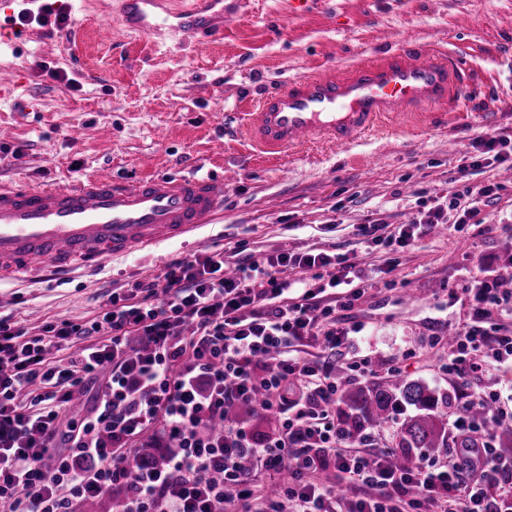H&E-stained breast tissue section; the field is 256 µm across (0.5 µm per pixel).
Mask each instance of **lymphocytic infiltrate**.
<instances>
[{"label":"lymphocytic infiltrate","mask_w":512,"mask_h":512,"mask_svg":"<svg viewBox=\"0 0 512 512\" xmlns=\"http://www.w3.org/2000/svg\"><path fill=\"white\" fill-rule=\"evenodd\" d=\"M453 208L460 224L479 214L454 196L375 245L410 244ZM336 267L327 285L293 286L286 269ZM347 255L281 252L242 256L234 273L213 252L171 260L161 276L113 293L94 320H63L27 336L0 320V512H78L108 497L113 512H512V457L495 430L512 410L494 391L469 392L451 415L448 461L420 455L398 469L390 451H362L336 413V352L348 337L339 312L359 298ZM347 286L339 305L327 288ZM471 312L449 342L444 368L460 380L495 378L512 365V290L474 276ZM314 342L310 360L295 347ZM77 344L62 355L64 344ZM97 385L90 410L67 413ZM232 404L276 411L261 434L228 420ZM173 454L137 466L143 436Z\"/></svg>","instance_id":"lymphocytic-infiltrate-1"}]
</instances>
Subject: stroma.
Wrapping results in <instances>:
<instances>
[{
    "label": "stroma",
    "instance_id": "1",
    "mask_svg": "<svg viewBox=\"0 0 512 512\" xmlns=\"http://www.w3.org/2000/svg\"><path fill=\"white\" fill-rule=\"evenodd\" d=\"M74 31L58 41L46 25L0 33V182L75 181L108 167L119 179L196 174L224 179V212L188 242L135 251L93 271L0 282V317L38 333L48 322L90 321L113 291L158 275L176 257L236 244L255 259L281 251L345 253L362 270L349 311L363 330L342 349L371 360L378 379L419 381L458 396L448 337L468 319L465 287L480 268L512 279V162L463 175L474 139L512 134V0H241L220 44L133 37L108 22L105 0L74 9ZM111 23L112 37L97 29ZM467 56L479 80L462 119L432 128L388 124L346 148L312 145L269 155L238 120L289 80L385 56L403 44ZM496 183L478 202L476 224L447 223L410 246L360 236L420 218L435 198Z\"/></svg>",
    "mask_w": 512,
    "mask_h": 512
}]
</instances>
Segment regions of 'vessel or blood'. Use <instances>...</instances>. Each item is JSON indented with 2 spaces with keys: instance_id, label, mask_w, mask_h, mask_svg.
Returning a JSON list of instances; mask_svg holds the SVG:
<instances>
[{
  "instance_id": "1",
  "label": "vessel or blood",
  "mask_w": 512,
  "mask_h": 512,
  "mask_svg": "<svg viewBox=\"0 0 512 512\" xmlns=\"http://www.w3.org/2000/svg\"><path fill=\"white\" fill-rule=\"evenodd\" d=\"M129 31L169 32L182 41L219 40L237 11L224 0H116ZM475 80L467 57L399 48L352 70L305 75L263 98L244 127L275 154L312 144L345 146L385 118L456 112ZM224 208V182L209 176L121 181L102 169L72 184L0 185V280L43 264L60 271L178 239Z\"/></svg>"
}]
</instances>
